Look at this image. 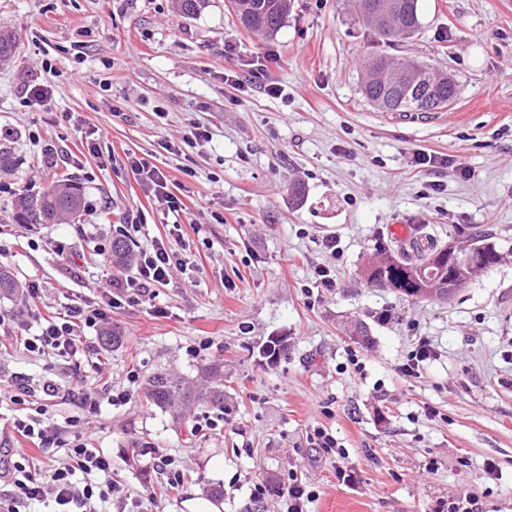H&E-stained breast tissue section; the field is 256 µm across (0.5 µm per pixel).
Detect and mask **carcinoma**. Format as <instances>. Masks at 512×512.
I'll use <instances>...</instances> for the list:
<instances>
[{
    "label": "carcinoma",
    "mask_w": 512,
    "mask_h": 512,
    "mask_svg": "<svg viewBox=\"0 0 512 512\" xmlns=\"http://www.w3.org/2000/svg\"><path fill=\"white\" fill-rule=\"evenodd\" d=\"M239 24L251 32L276 34L292 8V0H234ZM419 0H353L356 17L374 30L385 43L412 39L420 30ZM18 34L0 28V62L15 53ZM361 94L368 103L378 98L386 102L384 112H442L448 98H457L458 83L451 73H439L415 60L392 58L383 54L368 59L362 67ZM84 211L81 189L67 178L56 180L36 197H21L16 204V218L21 224H64L79 218ZM488 235H474L472 243L456 247L450 255L442 248L424 249L415 240L412 259L405 252L384 256L366 269L367 282L389 288L404 296L437 299L457 291L501 264L504 253L498 247L484 248ZM112 261L119 266L131 262L128 243L112 240ZM144 395L148 404L164 409L176 402L185 410L199 402L224 404V388L216 385L196 391L184 381L157 372L147 380Z\"/></svg>",
    "instance_id": "carcinoma-1"
}]
</instances>
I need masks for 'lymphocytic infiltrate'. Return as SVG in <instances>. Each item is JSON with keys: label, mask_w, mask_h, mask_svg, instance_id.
Here are the masks:
<instances>
[{"label": "lymphocytic infiltrate", "mask_w": 512, "mask_h": 512, "mask_svg": "<svg viewBox=\"0 0 512 512\" xmlns=\"http://www.w3.org/2000/svg\"><path fill=\"white\" fill-rule=\"evenodd\" d=\"M130 164L147 191L163 199L171 213L187 212L182 196L172 192L170 179L158 167L135 157ZM180 233V225H172L169 239L153 240L149 248L139 252L132 275L108 279L99 301L78 302L63 318L42 324L38 334L24 339V349L38 354L52 350L65 358L74 356L81 347L78 329L101 328L109 312L153 300L158 288L169 285L174 268L183 263L172 247L173 238ZM12 429L23 444L6 449L0 457V480L11 487L8 496H0V512H31L32 507L47 501L55 503L56 512H97V504L111 501L116 492L112 460L101 449L87 447L77 439L63 441L57 428L45 425L35 415L14 419ZM57 448L65 452L58 464L42 471L31 469V450L50 454Z\"/></svg>", "instance_id": "1"}]
</instances>
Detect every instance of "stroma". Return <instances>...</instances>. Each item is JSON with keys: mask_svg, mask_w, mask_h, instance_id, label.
<instances>
[{"mask_svg": "<svg viewBox=\"0 0 512 512\" xmlns=\"http://www.w3.org/2000/svg\"><path fill=\"white\" fill-rule=\"evenodd\" d=\"M419 14L413 39L386 44L349 0H294L270 37L242 29L227 0L193 17L177 0H0V26L20 36L0 63V150L14 158L0 171V266L40 284L34 298L0 297V448L15 445L13 419L41 406L66 439L111 457L140 512H178L191 489L218 496L224 512H283L275 488L291 478L315 490L308 512H442L468 497L481 512H512V0H419ZM377 54L452 72L455 103L419 120L376 111L360 64ZM253 63L278 95L225 82ZM34 84L45 98L25 97ZM197 125L209 142L166 151ZM95 127L108 138L94 152ZM420 151L436 165L415 167ZM133 156L187 190L188 215L147 193ZM63 176L82 189L80 223L15 222L19 196ZM174 222L186 264L152 301L112 313L117 346L85 329L76 362L20 348L44 319L124 277L113 238L136 252ZM398 224L439 246L483 230L507 258L445 302L371 287L362 270L397 244ZM326 236L340 258L322 249ZM61 246L74 262L60 260ZM321 264L334 268L335 288L313 284ZM355 321L366 341L343 332ZM272 336L286 344L266 368ZM422 337L436 355L404 376L397 366ZM212 364L222 373L209 374ZM157 371L199 388L223 383V406H150L143 386ZM47 378L57 397L12 402L18 385ZM81 381L103 397L96 415L69 395ZM111 388L130 390L131 403L106 402ZM205 417L216 427L196 430ZM317 427L340 455L313 447ZM164 457L181 470L179 486L161 474ZM340 466L353 483L338 480Z\"/></svg>", "mask_w": 512, "mask_h": 512, "instance_id": "1", "label": "stroma"}]
</instances>
